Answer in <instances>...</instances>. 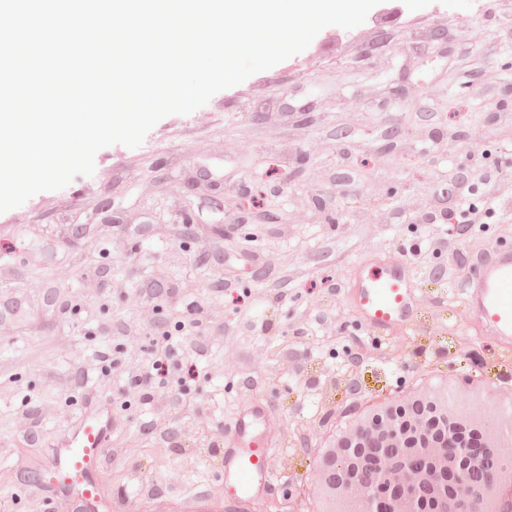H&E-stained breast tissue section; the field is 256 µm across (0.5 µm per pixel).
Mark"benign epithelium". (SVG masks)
Returning a JSON list of instances; mask_svg holds the SVG:
<instances>
[{"mask_svg": "<svg viewBox=\"0 0 512 512\" xmlns=\"http://www.w3.org/2000/svg\"><path fill=\"white\" fill-rule=\"evenodd\" d=\"M414 393L396 395L390 411L372 412L371 425L352 433L335 470L314 466L309 483L341 482L362 501L360 512H484L475 486L496 490L497 512H512V486L499 480L512 469V446L485 454L482 443L512 427V413L483 410L480 433L450 426L444 401L412 409Z\"/></svg>", "mask_w": 512, "mask_h": 512, "instance_id": "7a95c632", "label": "benign epithelium"}]
</instances>
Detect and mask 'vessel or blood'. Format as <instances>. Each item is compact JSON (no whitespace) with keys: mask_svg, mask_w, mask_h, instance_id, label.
<instances>
[{"mask_svg":"<svg viewBox=\"0 0 512 512\" xmlns=\"http://www.w3.org/2000/svg\"><path fill=\"white\" fill-rule=\"evenodd\" d=\"M419 285L411 262L394 247H381L355 267L345 296L376 335L387 337L402 330L418 335L428 327L418 310ZM456 288L478 329L502 354L512 353V247H494L472 261ZM266 416L262 399L249 396L225 430L217 460L224 474L228 512H250L274 482L275 439L264 425ZM113 427L110 410L85 414L58 449L48 468L49 479L36 483V490L63 492L77 512H94L101 506L107 512H127L126 499L104 496L99 480L100 460Z\"/></svg>","mask_w":512,"mask_h":512,"instance_id":"b4317fda","label":"vessel or blood"}]
</instances>
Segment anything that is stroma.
<instances>
[{
	"label": "stroma",
	"mask_w": 512,
	"mask_h": 512,
	"mask_svg": "<svg viewBox=\"0 0 512 512\" xmlns=\"http://www.w3.org/2000/svg\"><path fill=\"white\" fill-rule=\"evenodd\" d=\"M394 127L405 136L379 157ZM474 156L512 213V0H381L361 25L324 28L301 53L163 118L140 146L99 150L92 175L0 213V507L73 512L61 495L31 500L27 477L87 399L114 411L101 477L128 495V512L223 501L211 443L251 393L269 403L286 455L252 512L291 500L312 512L305 477L326 425L358 408L332 369L355 352L371 401L451 386L512 405L496 347L457 293L436 311L446 257L421 254L439 231L467 262L499 240L498 218L415 221L456 207L452 179ZM243 208L278 221L238 223ZM187 220L196 233L179 236ZM386 243L422 280L427 335L375 336L344 298L354 265ZM212 267L222 282L207 280ZM202 306L230 333L198 337L199 353L175 358L168 408L144 404L121 371L102 378L98 351L149 356L148 330ZM138 324L144 335H124Z\"/></svg>",
	"instance_id": "35a3bbf8"
}]
</instances>
